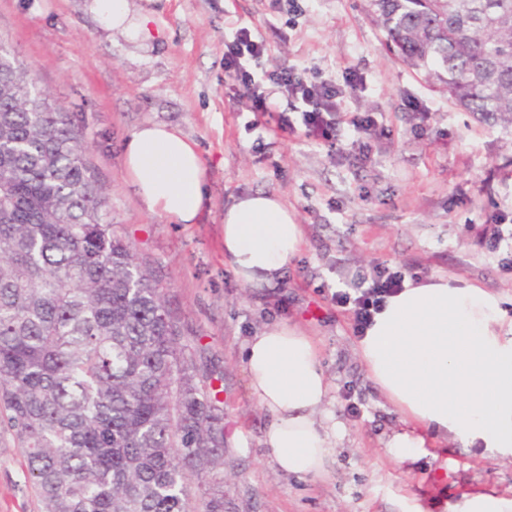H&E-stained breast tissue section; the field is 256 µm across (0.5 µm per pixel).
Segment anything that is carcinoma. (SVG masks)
<instances>
[{
  "mask_svg": "<svg viewBox=\"0 0 512 512\" xmlns=\"http://www.w3.org/2000/svg\"><path fill=\"white\" fill-rule=\"evenodd\" d=\"M368 7L401 62L512 130V0ZM88 151L0 43V433L42 512H224L223 378L196 381Z\"/></svg>",
  "mask_w": 512,
  "mask_h": 512,
  "instance_id": "obj_1",
  "label": "carcinoma"
}]
</instances>
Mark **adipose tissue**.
Here are the masks:
<instances>
[{
    "instance_id": "adipose-tissue-1",
    "label": "adipose tissue",
    "mask_w": 512,
    "mask_h": 512,
    "mask_svg": "<svg viewBox=\"0 0 512 512\" xmlns=\"http://www.w3.org/2000/svg\"><path fill=\"white\" fill-rule=\"evenodd\" d=\"M101 23L133 41L151 37L129 0H94ZM127 176L145 212L199 223L207 205L205 162L180 128L137 127L124 143ZM304 231L284 198L255 192L224 212V260L245 284L268 283L299 255ZM356 353L403 425L386 444L399 463L426 440L512 456V317L478 285L434 274L406 282L359 339ZM250 395L267 413L263 444L285 474L318 476L346 433L331 411L332 387L317 346L277 323L245 345Z\"/></svg>"
}]
</instances>
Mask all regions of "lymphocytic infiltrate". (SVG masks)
Returning a JSON list of instances; mask_svg holds the SVG:
<instances>
[{"mask_svg":"<svg viewBox=\"0 0 512 512\" xmlns=\"http://www.w3.org/2000/svg\"><path fill=\"white\" fill-rule=\"evenodd\" d=\"M266 52L265 41L249 28H236L224 37L226 77L245 89L251 112L274 120L273 125H261L262 133L280 137L294 133L296 124L286 113L275 109L281 96L296 102L306 136L332 149L337 148L346 132L361 134L377 126L373 113L351 112L346 107L348 89L357 88L360 83L357 76H346L340 85L333 77L311 75L290 65L257 69V62ZM405 279V272L379 265L367 273L343 275L331 294V302L351 312L353 330L360 336L372 325L387 298L402 290Z\"/></svg>","mask_w":512,"mask_h":512,"instance_id":"f902f5d3","label":"lymphocytic infiltrate"}]
</instances>
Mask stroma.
<instances>
[{
	"label": "stroma",
	"instance_id": "stroma-1",
	"mask_svg": "<svg viewBox=\"0 0 512 512\" xmlns=\"http://www.w3.org/2000/svg\"><path fill=\"white\" fill-rule=\"evenodd\" d=\"M93 0H0V42L50 102L84 128L110 201L113 230L159 280L198 370L223 377L224 512H449L462 495L512 499V463L482 449L426 443L399 464L384 448L400 423L358 358L348 312L322 282L375 265L451 275L501 297L512 315V252L492 250V227L512 219V134L449 102L389 52L366 0H130L148 16L142 43L102 27ZM248 27L266 42L263 67L296 64L361 83L349 111L373 112L367 150L345 155L296 133L259 137L242 87L224 73V33ZM166 123L205 160L200 223L144 212L123 163L140 125ZM282 195L304 229L282 280L287 303L242 284L224 262V211L240 196ZM314 339L346 427L319 476L284 474L262 443L266 413L250 396L246 341L277 323ZM0 512H40L13 437L0 434Z\"/></svg>",
	"mask_w": 512,
	"mask_h": 512
}]
</instances>
